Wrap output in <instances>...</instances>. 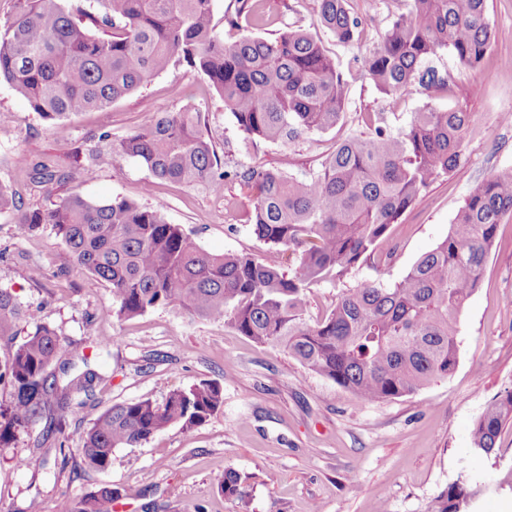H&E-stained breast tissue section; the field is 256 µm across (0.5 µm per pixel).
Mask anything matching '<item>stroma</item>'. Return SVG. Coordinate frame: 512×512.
<instances>
[{
  "label": "stroma",
  "mask_w": 512,
  "mask_h": 512,
  "mask_svg": "<svg viewBox=\"0 0 512 512\" xmlns=\"http://www.w3.org/2000/svg\"><path fill=\"white\" fill-rule=\"evenodd\" d=\"M486 6L493 39L480 65L465 68L442 53L431 66L447 77V87L412 85L389 100L364 71L363 60L407 12L408 0H347L362 22L359 40L349 44L316 26L317 0H262L266 24L243 20L234 29L228 19L236 14L237 0H213L216 31L229 42L243 34L273 39L287 30L310 32L346 81L343 123L288 143L247 140L207 77L180 65L108 108L82 114L61 132L1 83L0 182L10 185L23 207L48 205L44 186L31 178V164L79 168L100 134L121 139L157 113L187 104L200 110L229 166L276 167L297 177L316 171L337 140L364 132L360 113H387L396 131L427 106L466 108L480 124L467 136L465 166L436 180L393 225L390 263L363 264L343 286L393 284L447 237L479 183L512 170V123L502 120L512 113V0H487ZM150 179L139 162L104 152L93 179L63 183L57 192L120 197L142 206L160 203L167 221L182 225L207 252L278 261V253L252 232V201L238 185H225L217 194L165 182L147 196L142 188ZM0 287L33 315L20 323L18 339H26L35 323L49 325L76 353L88 355V362H76L74 373L90 368L102 376L92 394L74 395L75 411L66 414L62 433L43 439L40 421L0 447V512H25L33 499L41 512H56L62 498H80L104 486L121 492L117 512H309L314 505L320 512H428L464 475L489 485L473 512H512V488L491 483L512 469V421L501 430L497 458L470 450L477 418L512 388V215L500 224L481 282L459 313L455 370L418 392L369 403L223 323L171 307L118 317L110 286L76 268L51 226L21 236L6 213L0 215ZM103 338L112 341L108 353H95L93 341ZM202 380L224 389L223 407L205 424L190 431L172 427L141 445L115 449L107 470L87 465L85 433L112 404L159 402L170 389ZM60 447L69 457L63 470L53 464ZM20 459L25 467H17ZM228 470L240 475L243 497L219 492Z\"/></svg>",
  "instance_id": "obj_1"
}]
</instances>
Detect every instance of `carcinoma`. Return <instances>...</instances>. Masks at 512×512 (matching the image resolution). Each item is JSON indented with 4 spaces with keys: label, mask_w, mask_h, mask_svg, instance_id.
<instances>
[{
    "label": "carcinoma",
    "mask_w": 512,
    "mask_h": 512,
    "mask_svg": "<svg viewBox=\"0 0 512 512\" xmlns=\"http://www.w3.org/2000/svg\"><path fill=\"white\" fill-rule=\"evenodd\" d=\"M68 0H15L0 22V82L8 83L58 130L79 113L104 109L171 65L203 74L252 141L288 142L327 132L345 114V81L336 61L308 31L273 40L244 34L224 41L213 23V0H95L96 12L74 11ZM317 24L342 43L360 34L347 0H318ZM364 59L377 89L395 98L408 86L443 85L424 64L449 51L464 67L481 63L492 45L486 0H409ZM237 14L265 22L260 4L238 0ZM368 132L342 139L304 179L279 168H224L193 106L160 112L116 144L118 156L140 161L156 180L205 184L214 191L236 181L253 191L256 237L288 254L289 267L249 255L212 254L163 205L125 199L95 202L74 192L42 208L24 209L0 183V213H10L22 235L44 224L69 248L74 263L109 284L120 317L173 307L224 322L257 343L282 349L308 370L332 380L363 402L414 393L453 372L458 361V314L478 287L503 217L512 214V171L488 179L469 195L448 236L423 254L390 287L372 281L343 291L314 324L306 321L305 293L337 285L378 255L390 227L438 178L466 159V137L476 114L427 107L400 130L385 113L362 112ZM28 309L0 288V340L13 339ZM73 355L45 324L0 359V446L39 419L62 432L53 411L72 409V394L93 392L101 376L88 368L68 375ZM217 382L175 388L160 402L112 405L88 428L84 456L104 471L116 448L135 447L172 426L191 430L223 406ZM512 420V391L493 400L474 424L471 450L497 456L503 425ZM485 486L461 477L436 497L431 512H470ZM219 491L241 497V477L224 472ZM116 489L63 498L59 512H112Z\"/></svg>",
    "instance_id": "cac0c4a2"
}]
</instances>
